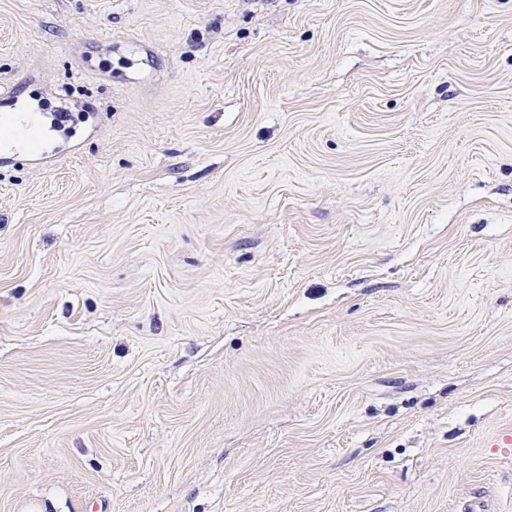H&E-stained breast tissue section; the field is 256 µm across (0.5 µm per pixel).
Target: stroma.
<instances>
[{
    "label": "stroma",
    "instance_id": "stroma-1",
    "mask_svg": "<svg viewBox=\"0 0 512 512\" xmlns=\"http://www.w3.org/2000/svg\"><path fill=\"white\" fill-rule=\"evenodd\" d=\"M0 512H512V0H0Z\"/></svg>",
    "mask_w": 512,
    "mask_h": 512
}]
</instances>
